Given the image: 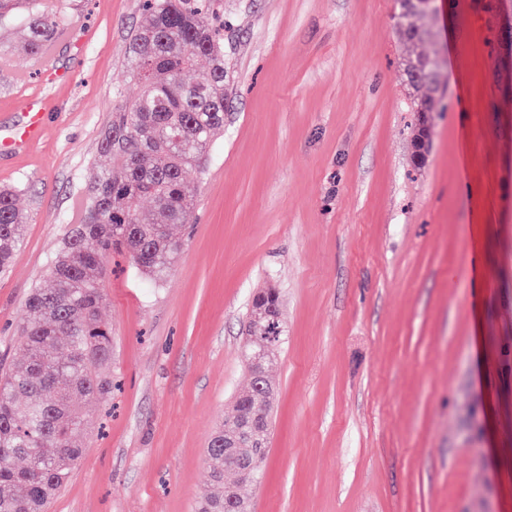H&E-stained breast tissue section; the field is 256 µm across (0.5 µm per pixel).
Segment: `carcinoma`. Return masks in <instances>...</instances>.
Listing matches in <instances>:
<instances>
[{
  "mask_svg": "<svg viewBox=\"0 0 512 512\" xmlns=\"http://www.w3.org/2000/svg\"><path fill=\"white\" fill-rule=\"evenodd\" d=\"M148 19L132 39L126 77L142 93L112 114L99 154L102 163L91 186L84 219L66 229L52 258L48 283L26 300L22 363L0 374V512H44L82 455L76 435L83 406L108 396L111 381L102 370L112 362V330L101 319L104 300L98 274L114 250L125 253L142 276L159 282L183 246L178 227L195 204L196 190L185 178L198 167L213 138L224 130V36L213 22L212 0H144ZM424 13L399 0L400 39L426 42L432 31L416 19ZM25 19L21 49L38 56L67 26L63 12L45 14L36 0H0V26ZM198 74L194 81L190 74ZM404 74L418 88L437 78L431 58L407 55ZM146 199L152 209L138 202ZM26 217L12 188H0V270L10 265L24 239ZM281 303L275 288L257 293L247 316L244 358L264 350L274 361L286 339V323L272 325L270 304ZM271 421V404L251 380L234 402V414L212 434L207 453L214 482L247 499L245 488L261 483L244 469L260 449L248 419ZM237 434L239 448L224 459V431ZM238 481L224 483V472ZM195 512H224V496L199 500Z\"/></svg>",
  "mask_w": 512,
  "mask_h": 512,
  "instance_id": "obj_1",
  "label": "carcinoma"
}]
</instances>
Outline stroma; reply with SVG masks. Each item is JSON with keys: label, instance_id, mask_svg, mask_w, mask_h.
Masks as SVG:
<instances>
[{"label": "stroma", "instance_id": "35a3bbf8", "mask_svg": "<svg viewBox=\"0 0 512 512\" xmlns=\"http://www.w3.org/2000/svg\"><path fill=\"white\" fill-rule=\"evenodd\" d=\"M143 0L65 11L45 59L0 66V156L26 233L0 272V367L26 298L79 220L120 101ZM224 131L165 281L106 264L112 396L48 512H194L220 494L207 443L248 389L253 295L278 289L271 444L252 512H512V0H436L440 66L422 166L397 0H218ZM23 114L26 121L17 129L12 137L6 138L1 142L0 154L12 153L42 134L44 127L43 107L33 100H28L24 103Z\"/></svg>", "mask_w": 512, "mask_h": 512}]
</instances>
